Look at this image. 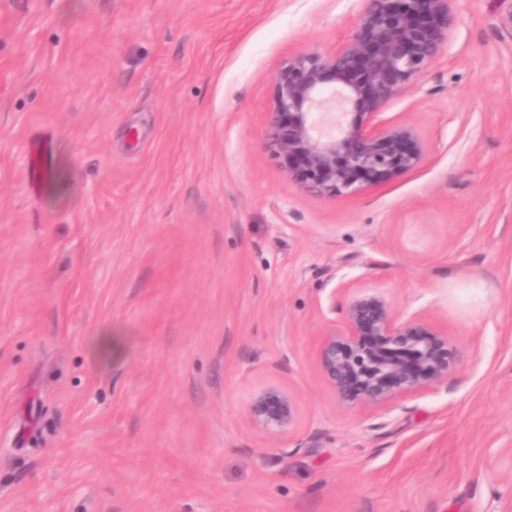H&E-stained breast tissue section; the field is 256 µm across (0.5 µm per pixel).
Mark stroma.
Segmentation results:
<instances>
[{
  "label": "stroma",
  "mask_w": 512,
  "mask_h": 512,
  "mask_svg": "<svg viewBox=\"0 0 512 512\" xmlns=\"http://www.w3.org/2000/svg\"><path fill=\"white\" fill-rule=\"evenodd\" d=\"M360 9L0 0V512L512 504V41L497 0H453L424 91L386 109L424 162L327 199L265 147L273 80ZM357 282L462 353L378 419L317 361ZM273 380L299 403L279 439L247 417Z\"/></svg>",
  "instance_id": "35a3bbf8"
}]
</instances>
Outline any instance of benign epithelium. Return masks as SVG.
<instances>
[{"mask_svg":"<svg viewBox=\"0 0 512 512\" xmlns=\"http://www.w3.org/2000/svg\"><path fill=\"white\" fill-rule=\"evenodd\" d=\"M356 24L330 52H299L277 71L265 145L302 189L355 196L418 168L425 148L415 128L383 117L423 86L454 24L452 0H361ZM342 326L322 337L317 359L336 399L376 413L397 398L448 379L461 358L448 329L400 315L388 293L355 289L338 308ZM249 421L274 437L298 423L296 396L280 382L255 389Z\"/></svg>","mask_w":512,"mask_h":512,"instance_id":"1","label":"benign epithelium"}]
</instances>
